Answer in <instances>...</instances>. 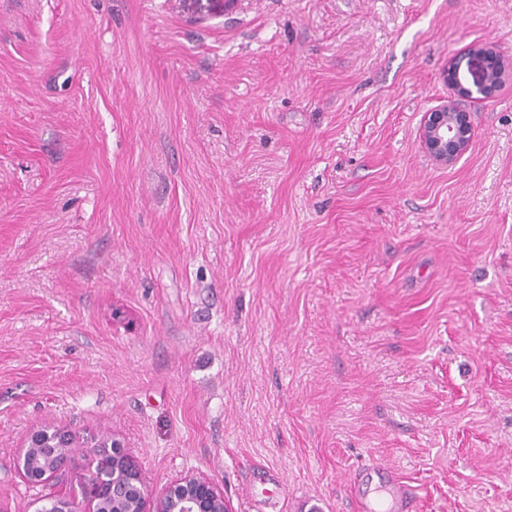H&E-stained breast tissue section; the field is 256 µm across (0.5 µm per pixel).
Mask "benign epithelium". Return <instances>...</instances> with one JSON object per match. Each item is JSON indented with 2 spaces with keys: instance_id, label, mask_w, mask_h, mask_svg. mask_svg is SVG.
Listing matches in <instances>:
<instances>
[{
  "instance_id": "benign-epithelium-1",
  "label": "benign epithelium",
  "mask_w": 512,
  "mask_h": 512,
  "mask_svg": "<svg viewBox=\"0 0 512 512\" xmlns=\"http://www.w3.org/2000/svg\"><path fill=\"white\" fill-rule=\"evenodd\" d=\"M468 80H457L461 68ZM505 73L502 56L484 45H473L454 59L447 70L448 83L458 96L476 102L486 98ZM471 141L468 113L453 100L426 113L422 126V144L436 160L452 164L469 149ZM47 437L65 454L73 447L72 435L54 428L35 431L22 450L16 468L28 482L52 481L62 468L36 473L30 469L33 449ZM96 463L90 487L82 498L61 496L63 512H229L224 492L203 476L189 474L155 493L127 457L119 440L105 436L93 452Z\"/></svg>"
}]
</instances>
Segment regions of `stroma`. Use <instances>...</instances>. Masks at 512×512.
Returning a JSON list of instances; mask_svg holds the SVG:
<instances>
[{
    "instance_id": "1",
    "label": "stroma",
    "mask_w": 512,
    "mask_h": 512,
    "mask_svg": "<svg viewBox=\"0 0 512 512\" xmlns=\"http://www.w3.org/2000/svg\"><path fill=\"white\" fill-rule=\"evenodd\" d=\"M512 0H0V512L80 496L113 436L153 491L512 512V69L436 164L449 61ZM74 438L57 480L15 470ZM471 129L468 113L455 100L427 112L422 126V144L437 161L452 164L469 149ZM43 436L51 439L54 442V446L59 448L60 452L66 454L64 461L61 458L58 449L52 448L50 446L38 448L43 445L41 444ZM73 443L72 435L65 431H61L60 429L47 427L35 431L31 434L17 461L16 468L20 476L28 482L56 480L61 474L62 466L64 465L69 453L71 452ZM34 448H37L35 456L38 458V463L55 466L56 464H61L63 461L62 466L57 469H46L39 473H34V471L30 469V462L33 459ZM367 468L373 469L381 478L380 485L386 491L388 507L384 509V505L373 498L367 500L357 497L354 502L358 512H414L416 510V498L412 489L393 470L377 463Z\"/></svg>"
}]
</instances>
